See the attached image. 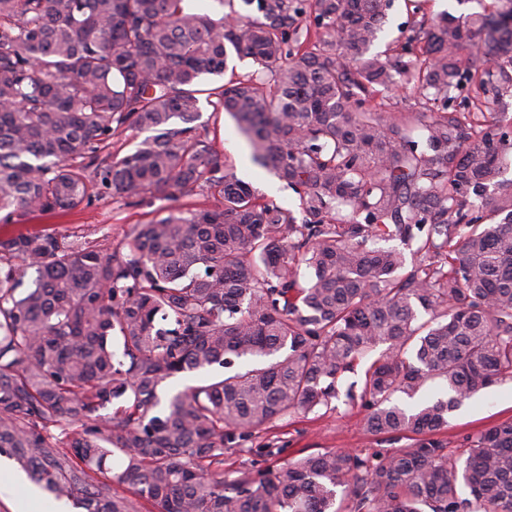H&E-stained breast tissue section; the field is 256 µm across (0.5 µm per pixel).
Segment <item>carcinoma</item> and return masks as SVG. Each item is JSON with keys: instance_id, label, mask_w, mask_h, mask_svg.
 <instances>
[{"instance_id": "carcinoma-1", "label": "carcinoma", "mask_w": 512, "mask_h": 512, "mask_svg": "<svg viewBox=\"0 0 512 512\" xmlns=\"http://www.w3.org/2000/svg\"><path fill=\"white\" fill-rule=\"evenodd\" d=\"M185 2L0 0V224L107 195L213 200L115 246L0 235V452L85 512H138L114 483L157 512H512L511 419L464 459L435 437L512 382V0L497 22L407 0L410 35L383 51L393 0H215L218 19ZM231 52L254 70L203 87ZM399 78L419 107L374 110ZM475 81L484 112L460 98ZM203 95L299 212L224 165ZM128 130L150 135L119 158ZM357 373L345 397L366 431L411 444L224 477L225 450L335 408ZM223 371V368L214 366L209 371L182 374L170 380L166 386V390L167 392H173L175 390L182 389L183 387L188 385L199 384L208 378L221 374Z\"/></svg>"}]
</instances>
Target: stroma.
Returning a JSON list of instances; mask_svg holds the SVG:
<instances>
[{
	"instance_id": "obj_1",
	"label": "stroma",
	"mask_w": 512,
	"mask_h": 512,
	"mask_svg": "<svg viewBox=\"0 0 512 512\" xmlns=\"http://www.w3.org/2000/svg\"><path fill=\"white\" fill-rule=\"evenodd\" d=\"M200 121L216 128V148L237 178L249 183L256 192H263L272 175L253 162L251 151L233 119L224 112L214 113L212 106L205 102L201 105ZM159 216L158 206L128 207L107 197L69 213L32 217L26 226L91 239L106 235L117 242L133 225ZM363 416L360 406L341 401L336 410L327 413L298 414L276 422L273 427L255 432L245 449H228L224 454V470L231 473L244 466L268 470L299 455L330 448L346 449L363 456L395 450V443L379 441L366 432ZM509 418H512V382L486 389L450 415L446 432L449 453L461 455L467 448L468 438ZM32 488V483L11 460L0 463V512H29Z\"/></svg>"
}]
</instances>
